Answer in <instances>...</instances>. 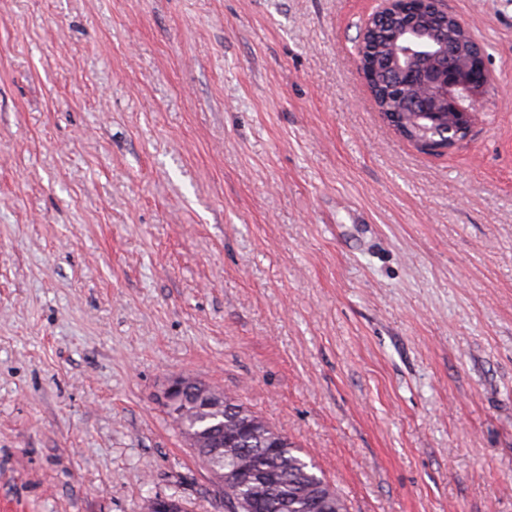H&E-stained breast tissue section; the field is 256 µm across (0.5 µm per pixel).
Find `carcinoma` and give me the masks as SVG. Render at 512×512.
<instances>
[{"label":"carcinoma","mask_w":512,"mask_h":512,"mask_svg":"<svg viewBox=\"0 0 512 512\" xmlns=\"http://www.w3.org/2000/svg\"><path fill=\"white\" fill-rule=\"evenodd\" d=\"M422 24L443 39H458L456 32L445 28L431 16L424 17ZM398 27L397 21L392 19L367 38L372 49L369 64L377 88L376 103L383 112H402L408 101L417 96V90L407 84L394 89V86L402 84V80L389 67L388 60L391 38ZM165 413L182 435H204L219 425L237 422V426L244 429V434L235 444L210 448L203 442L193 448V452L211 473L232 470L235 456L241 451L251 455L254 469L267 472L272 477L270 483L261 489L266 512H314L310 501L315 493L325 497L324 508L327 512H347L345 502L336 488L316 472L313 463L300 456V450L287 436L263 419L259 420L256 427L245 429L246 424L256 418V414L234 398L224 396V408L216 410H202L188 399L180 406L165 410ZM251 494L249 486L224 488L226 512H245L244 504Z\"/></svg>","instance_id":"1"}]
</instances>
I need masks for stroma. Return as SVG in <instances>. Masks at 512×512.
<instances>
[{"label":"stroma","mask_w":512,"mask_h":512,"mask_svg":"<svg viewBox=\"0 0 512 512\" xmlns=\"http://www.w3.org/2000/svg\"><path fill=\"white\" fill-rule=\"evenodd\" d=\"M490 110L440 152L358 63L384 0H0V497L224 494L217 387L348 512H512V0H445ZM193 386L200 388L204 405L208 409L222 407L223 396L219 392H209L196 379L185 376H177L170 380L160 398L162 405H171L178 401L185 392L191 391Z\"/></svg>","instance_id":"obj_1"}]
</instances>
